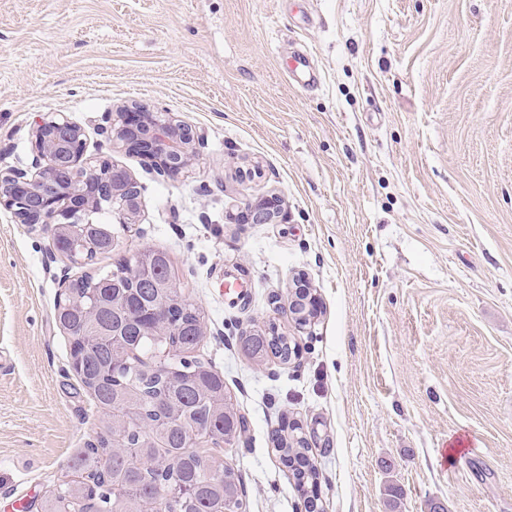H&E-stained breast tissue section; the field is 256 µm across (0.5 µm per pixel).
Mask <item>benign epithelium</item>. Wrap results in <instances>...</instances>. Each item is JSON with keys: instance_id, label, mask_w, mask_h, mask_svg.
Returning <instances> with one entry per match:
<instances>
[{"instance_id": "benign-epithelium-1", "label": "benign epithelium", "mask_w": 512, "mask_h": 512, "mask_svg": "<svg viewBox=\"0 0 512 512\" xmlns=\"http://www.w3.org/2000/svg\"><path fill=\"white\" fill-rule=\"evenodd\" d=\"M32 135L36 172L16 169L0 174V205L21 224L53 225V236L78 237L74 224L104 200L122 199L121 224H130L139 209L140 186L123 167L107 161L87 162L85 131L66 117L49 115L36 122ZM113 142L151 162L163 176L176 177L187 166L197 133L168 114L143 106H125L120 124L112 127ZM248 218L269 224L278 217L276 201L247 206Z\"/></svg>"}]
</instances>
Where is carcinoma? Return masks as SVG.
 <instances>
[{"instance_id":"obj_1","label":"carcinoma","mask_w":512,"mask_h":512,"mask_svg":"<svg viewBox=\"0 0 512 512\" xmlns=\"http://www.w3.org/2000/svg\"><path fill=\"white\" fill-rule=\"evenodd\" d=\"M111 213L104 203L92 223L78 224L85 257L116 250ZM163 318L170 333L157 336L153 327ZM56 321L72 340L71 353L81 354L80 382L105 409L99 442L115 435L121 447L108 455L79 450L71 469L81 479L64 482L55 507L104 512L110 504L112 512H129L152 502L164 512H242L241 483L224 457L196 450L240 440L241 427L224 418V376L198 357L202 317L175 288L167 253L146 248L73 280ZM240 348L256 362L271 355L286 361L293 345L272 328L241 337ZM272 440L298 483L316 478L302 440L276 433Z\"/></svg>"}]
</instances>
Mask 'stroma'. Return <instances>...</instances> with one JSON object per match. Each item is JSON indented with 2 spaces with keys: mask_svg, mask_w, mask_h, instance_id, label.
Returning <instances> with one entry per match:
<instances>
[{
  "mask_svg": "<svg viewBox=\"0 0 512 512\" xmlns=\"http://www.w3.org/2000/svg\"><path fill=\"white\" fill-rule=\"evenodd\" d=\"M302 51L312 88L288 73ZM127 103L199 134L178 177L113 147ZM50 113L140 206L87 264L0 206V512H39L97 437L60 277L147 245L245 422L223 449L244 512H512V0H0V172L30 166ZM273 195L276 223L236 221ZM299 280L320 304L304 327ZM271 325L296 356L249 360L241 336ZM294 429L302 486L271 442Z\"/></svg>",
  "mask_w": 512,
  "mask_h": 512,
  "instance_id": "stroma-1",
  "label": "stroma"
}]
</instances>
